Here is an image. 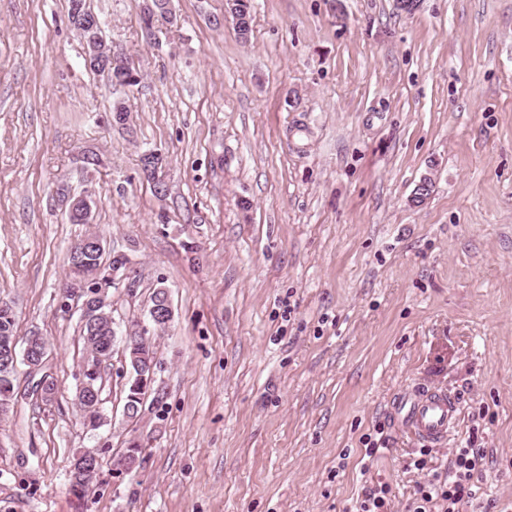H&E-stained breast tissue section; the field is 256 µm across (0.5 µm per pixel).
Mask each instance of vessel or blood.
Wrapping results in <instances>:
<instances>
[{"label":"vessel or blood","instance_id":"b4317fda","mask_svg":"<svg viewBox=\"0 0 512 512\" xmlns=\"http://www.w3.org/2000/svg\"><path fill=\"white\" fill-rule=\"evenodd\" d=\"M459 415L460 402L455 395L428 385L404 392L394 408L402 430L429 446H440L447 441Z\"/></svg>","mask_w":512,"mask_h":512}]
</instances>
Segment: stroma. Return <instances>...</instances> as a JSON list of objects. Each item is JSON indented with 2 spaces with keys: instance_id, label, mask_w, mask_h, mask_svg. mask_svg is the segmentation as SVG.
Instances as JSON below:
<instances>
[{
  "instance_id": "1",
  "label": "stroma",
  "mask_w": 512,
  "mask_h": 512,
  "mask_svg": "<svg viewBox=\"0 0 512 512\" xmlns=\"http://www.w3.org/2000/svg\"><path fill=\"white\" fill-rule=\"evenodd\" d=\"M224 3L172 0L149 37L142 0H86L140 77L119 88L86 67L69 0H0V299L19 336L47 338L58 388L41 405L17 372L0 512H357L380 485L408 512L423 445L390 409L417 383L461 400L429 467L483 454L461 512H512V0H250L245 42ZM59 179L94 189L90 224L68 220ZM91 228L133 265L119 335L158 286L174 311L152 339L159 398L124 419L114 352L96 430L63 307ZM133 438L142 464L114 478ZM84 448L100 469L79 499ZM82 463H87L84 459V450L76 451L69 466V491L78 498L84 497L95 481L85 479Z\"/></svg>"
}]
</instances>
